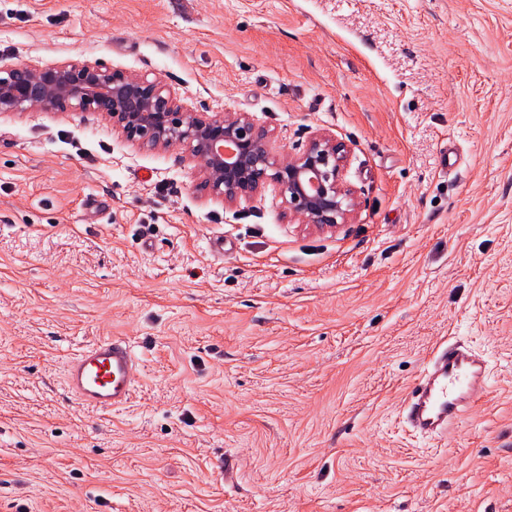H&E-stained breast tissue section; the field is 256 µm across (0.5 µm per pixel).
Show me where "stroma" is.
<instances>
[{
	"mask_svg": "<svg viewBox=\"0 0 512 512\" xmlns=\"http://www.w3.org/2000/svg\"><path fill=\"white\" fill-rule=\"evenodd\" d=\"M76 61L335 136L357 208L228 205L98 113L0 112V512H512V0H0V68ZM103 336L140 370L109 413L60 387ZM448 336L490 388L432 443L401 402Z\"/></svg>",
	"mask_w": 512,
	"mask_h": 512,
	"instance_id": "obj_1",
	"label": "stroma"
}]
</instances>
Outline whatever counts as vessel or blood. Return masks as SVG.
Segmentation results:
<instances>
[{
  "mask_svg": "<svg viewBox=\"0 0 512 512\" xmlns=\"http://www.w3.org/2000/svg\"><path fill=\"white\" fill-rule=\"evenodd\" d=\"M487 360L468 344H436L428 364L408 386L402 403L409 428L431 440L454 432L485 388ZM138 384V363L130 340L107 336L81 347L64 364L63 390L82 406L107 411L130 402Z\"/></svg>",
  "mask_w": 512,
  "mask_h": 512,
  "instance_id": "b4317fda",
  "label": "vessel or blood"
}]
</instances>
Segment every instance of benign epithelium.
I'll use <instances>...</instances> for the list:
<instances>
[{"mask_svg": "<svg viewBox=\"0 0 512 512\" xmlns=\"http://www.w3.org/2000/svg\"><path fill=\"white\" fill-rule=\"evenodd\" d=\"M67 110L107 116L133 144L182 150L199 174L196 188L226 204L271 188L290 218L319 229L347 223L356 210L342 179L348 147L330 135L317 134L290 155L246 113L187 111L157 79L85 62L0 69V112Z\"/></svg>", "mask_w": 512, "mask_h": 512, "instance_id": "obj_1", "label": "benign epithelium"}]
</instances>
